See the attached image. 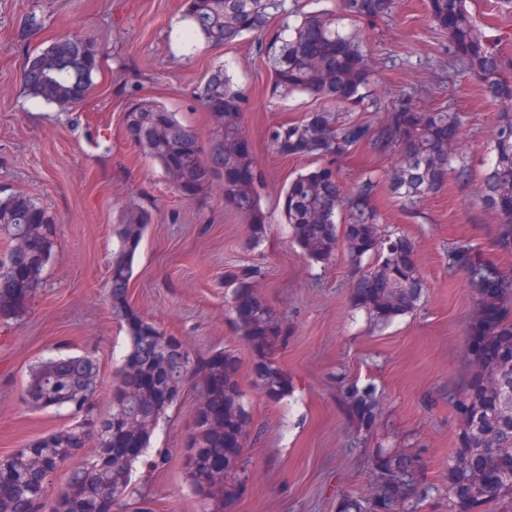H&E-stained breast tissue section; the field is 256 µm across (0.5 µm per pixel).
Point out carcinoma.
<instances>
[{
  "instance_id": "obj_1",
  "label": "carcinoma",
  "mask_w": 512,
  "mask_h": 512,
  "mask_svg": "<svg viewBox=\"0 0 512 512\" xmlns=\"http://www.w3.org/2000/svg\"><path fill=\"white\" fill-rule=\"evenodd\" d=\"M189 35L218 46L245 35L268 32L278 14L281 33L267 51L275 93H299L338 109L368 98L373 69L357 37L343 31L328 12L287 11L284 0H185ZM397 0H340L341 14L372 21L389 16ZM434 22L448 32L451 61L466 68L488 91L498 119L486 145L478 200L495 219L496 248L512 253V57L485 35L471 12V0H428ZM103 64L95 43L66 36L30 57L25 88L36 98L74 105L79 84L91 86ZM215 123L204 143L162 104L139 101L124 116L128 140L146 153L189 200L219 182L224 204L247 224L255 248L267 236V215L259 201L263 174L243 131L248 103L222 67L210 71L195 91ZM465 117L446 106L420 107L402 98L376 125L338 123L324 107L301 120L273 126L268 139L284 157H319L323 163L298 173L282 190L283 223L313 263L326 267L339 247L347 251L350 296L376 326L412 312L423 294L414 261L415 245L403 234H387L375 196L381 185L370 174L345 193L337 163L360 147L393 160L389 189L407 207L441 192L451 176L469 173L462 152ZM152 224V212L137 208L113 225L118 247L109 267L112 316L126 327L128 347L112 372L109 408L98 411L100 370L88 354L52 357L30 368L26 403L35 409L65 408L72 423L0 454V512H38L52 499L51 512H151L132 499L134 466L151 448L152 437L188 389L196 395L191 427L181 453L189 487L204 512H229L243 493L238 471L249 470L245 447L254 432L252 412L239 381L232 350L198 356L180 336L164 332L129 303L138 248ZM56 218L35 198L0 196V318L25 313L42 286L54 256ZM448 268L476 291L480 315L469 330L467 372L448 404L459 416L455 448L448 457V512H512V268L463 242L448 250ZM259 270L230 269L235 332L252 349L255 387L270 401L290 392L288 377L271 351L289 334L288 324L255 289ZM345 400L359 422L353 444L369 440L379 404L371 386H353ZM376 475L370 499L348 496L337 512H417L429 497L417 453L377 448L369 458ZM68 468L65 485L51 491V477Z\"/></svg>"
}]
</instances>
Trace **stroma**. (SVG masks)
<instances>
[{"label":"stroma","mask_w":512,"mask_h":512,"mask_svg":"<svg viewBox=\"0 0 512 512\" xmlns=\"http://www.w3.org/2000/svg\"><path fill=\"white\" fill-rule=\"evenodd\" d=\"M184 10V0H0V193L35 197L57 220L42 288L23 317L0 321V453L71 422L65 410L33 409L22 400L29 370L40 360L93 351L101 367L97 402L107 409L112 372L127 345L111 313L112 226L122 210L142 205L153 222L134 260L132 306L196 354L224 348L239 359L255 432L245 449L249 482L233 512H336L340 498H372L367 456L351 446L358 422L344 391L353 382L376 387L372 445L423 456L432 492L419 512H448V458L459 427L448 389L466 367L468 331L478 316L474 290L448 272V250L469 240L512 268V254L494 247L492 219L475 182L449 179L445 191L411 209L388 187L379 189L386 227L415 244L424 291L411 314L371 327L351 302L346 254L326 267L310 263L281 222L283 186L316 161L280 156L268 129L320 108V101L273 96L266 49L252 38L213 46L197 37L185 47ZM473 16L483 32L497 30L512 57V0H475ZM343 25L362 40L373 68L371 102L352 119L378 123L384 106L403 96L466 113L463 144L479 168L497 110L485 89L450 63L448 36L427 0H400L388 18H348ZM66 34L107 50L93 90L72 107L31 96L21 80L28 58ZM218 66L249 90L243 125L265 175L260 203L269 222L255 250L246 244L241 217L225 208L220 185L198 201L183 200L125 135L127 107L149 99L209 139L214 122L194 89ZM340 167L349 190L365 174L385 177L390 161L361 148ZM233 266L259 269V295L290 328L273 351L292 384L280 402L252 384L253 353L234 330L224 288V272ZM195 402L194 392H186L155 431L154 447L169 451L166 464L141 465L133 475L136 495L150 500L154 512H203L180 457Z\"/></svg>","instance_id":"35a3bbf8"}]
</instances>
